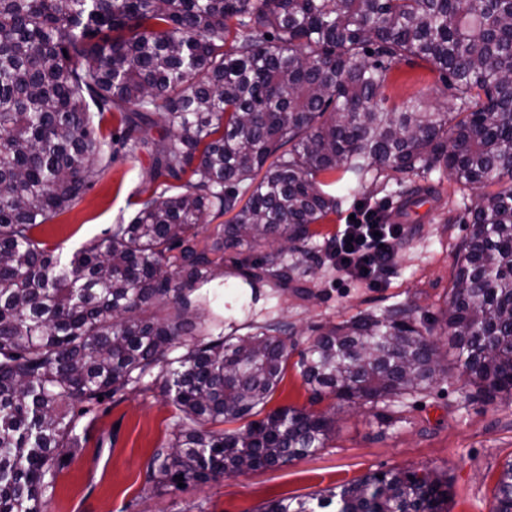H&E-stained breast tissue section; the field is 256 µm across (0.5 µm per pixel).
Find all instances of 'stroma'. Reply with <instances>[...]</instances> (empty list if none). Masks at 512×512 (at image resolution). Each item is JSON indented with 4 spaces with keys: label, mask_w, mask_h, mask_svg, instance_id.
<instances>
[{
    "label": "stroma",
    "mask_w": 512,
    "mask_h": 512,
    "mask_svg": "<svg viewBox=\"0 0 512 512\" xmlns=\"http://www.w3.org/2000/svg\"><path fill=\"white\" fill-rule=\"evenodd\" d=\"M385 96L387 106L399 108L416 102L445 107L451 101L441 73L420 60L393 70ZM148 166L144 150L112 163L69 211L36 228L35 237L62 254L104 237L112 224L130 220L136 212L139 193L150 187ZM430 178L438 183L442 199H423L411 207L398 258L381 286L337 276L326 252L361 204L383 203L388 216H396L400 186L393 181L370 195L356 193L320 225V235L307 251L299 253L308 272L309 296L268 286L253 293L226 275L210 294L225 332L249 322L281 320L291 326L300 351L312 328L367 309L406 305L428 320L439 315L449 298L458 247L468 233L462 218L471 192L445 172H432ZM332 404L329 398L313 401L298 368L288 364L268 407L331 412L324 448L291 464L161 491L147 481L148 464L154 448L169 438L175 409L156 389L104 399L82 421L80 448L57 460L56 488L47 498L46 512H257L273 499L305 497L394 469L446 474L448 512H495L494 485L512 459V401L469 399L462 379L453 374L395 407L388 427L366 409L336 410Z\"/></svg>",
    "instance_id": "obj_1"
}]
</instances>
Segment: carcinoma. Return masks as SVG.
I'll return each mask as SVG.
<instances>
[{
  "label": "carcinoma",
  "instance_id": "obj_1",
  "mask_svg": "<svg viewBox=\"0 0 512 512\" xmlns=\"http://www.w3.org/2000/svg\"><path fill=\"white\" fill-rule=\"evenodd\" d=\"M414 59L446 75L450 108L385 104ZM142 147L155 188L129 223L64 257L35 239L89 173ZM436 169L476 196L435 322L468 397L511 401L512 0H0V512H45L81 418L153 385L177 411L148 465L157 489L324 447L325 415L262 414L288 325L226 336L205 325L210 288L224 254L257 247L270 253L234 262L251 293L300 281L288 253L347 200L319 175L407 180L411 200ZM296 365L313 399L390 424L392 403L448 375V352L394 306L321 327ZM449 495L435 472L385 471L258 512H448ZM494 497L512 512V460Z\"/></svg>",
  "mask_w": 512,
  "mask_h": 512
}]
</instances>
